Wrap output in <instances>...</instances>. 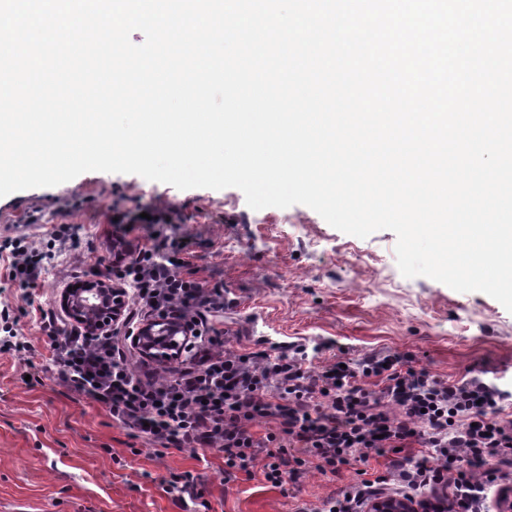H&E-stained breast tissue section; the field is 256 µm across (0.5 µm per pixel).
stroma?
Masks as SVG:
<instances>
[{
  "label": "stroma",
  "instance_id": "stroma-1",
  "mask_svg": "<svg viewBox=\"0 0 512 512\" xmlns=\"http://www.w3.org/2000/svg\"><path fill=\"white\" fill-rule=\"evenodd\" d=\"M149 207L163 209L170 223L124 235L113 222ZM64 223L102 280L114 261L110 238L134 246L153 233L184 239L209 286L238 301L225 323L229 349L277 353L301 341L322 346L330 362L399 352L439 376L480 369L512 384L502 375L512 367V313L487 294L404 277L392 231L358 238L304 205L254 210L236 188L180 190L135 174L90 171L0 197V246L20 234L50 240ZM71 263L70 255L56 257L43 275L34 295L41 311L59 312L61 276ZM7 267L0 259V309L20 312L19 333L41 346L38 317L26 313ZM27 371L22 356L0 354V512H183L164 487L186 471L209 512H292L298 504L314 512L338 486L312 469L282 489L259 474L225 481L221 453L201 461L188 451L155 455L99 404L50 374L26 380Z\"/></svg>",
  "mask_w": 512,
  "mask_h": 512
}]
</instances>
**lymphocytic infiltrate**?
<instances>
[{
    "instance_id": "f902f5d3",
    "label": "lymphocytic infiltrate",
    "mask_w": 512,
    "mask_h": 512,
    "mask_svg": "<svg viewBox=\"0 0 512 512\" xmlns=\"http://www.w3.org/2000/svg\"><path fill=\"white\" fill-rule=\"evenodd\" d=\"M9 255L10 281L36 288L48 250L24 236ZM116 277L128 298L120 328L90 332L46 315L41 353L19 337L17 317L4 309L9 339L0 354L24 356L35 381L56 370L62 385L100 404L157 453H223L228 480L258 465L280 487L308 468L336 476L371 456L384 458V472L340 487L322 512H364L380 497L412 500L439 489L448 493V512H481L490 490L512 479V419L502 416L512 393L499 386L440 377L398 353L315 368L303 343L278 355L227 350L219 329L224 291L206 287L192 253L176 240L148 239ZM144 308L188 326L178 367L128 361L120 329L133 327Z\"/></svg>"
}]
</instances>
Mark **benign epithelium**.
I'll use <instances>...</instances> for the list:
<instances>
[{"label": "benign epithelium", "mask_w": 512, "mask_h": 512, "mask_svg": "<svg viewBox=\"0 0 512 512\" xmlns=\"http://www.w3.org/2000/svg\"><path fill=\"white\" fill-rule=\"evenodd\" d=\"M126 303L125 290L103 280L90 281L76 290L66 289L60 296L61 308L75 323L97 331L117 321ZM187 336L182 323L162 318L139 328L135 345L156 359L168 361L182 349ZM370 512H448V505L440 501L416 505L405 500L380 499L371 505Z\"/></svg>", "instance_id": "obj_1"}]
</instances>
